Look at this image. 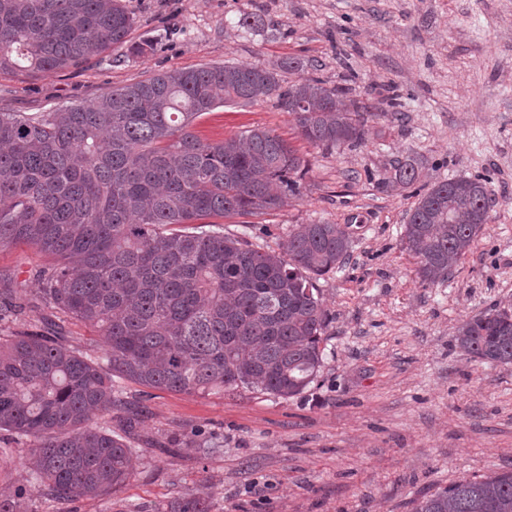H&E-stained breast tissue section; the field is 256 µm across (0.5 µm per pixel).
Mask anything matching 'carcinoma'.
Returning <instances> with one entry per match:
<instances>
[{"label":"carcinoma","mask_w":512,"mask_h":512,"mask_svg":"<svg viewBox=\"0 0 512 512\" xmlns=\"http://www.w3.org/2000/svg\"><path fill=\"white\" fill-rule=\"evenodd\" d=\"M122 0H0V70L75 67L132 42ZM304 68L222 64L170 69L89 102L49 112H0V247L28 243L55 264L40 272L42 299L100 333L102 352L45 331L0 330V431L31 443L29 479L55 500L111 495L132 477L130 436L146 407L122 382L178 393L258 387L302 394L323 362L332 316L317 280L349 256L338 224H301L276 253L228 236L217 218L281 210L300 193L308 162L271 130L203 139L195 120L227 102L274 99L324 154L364 143L370 112ZM409 155L383 178L412 190L402 240L422 283L448 279L490 219L487 179L459 177L426 190ZM457 346L487 363H512V311L465 321ZM154 448L204 455L224 443L196 428L154 437ZM0 512H37L0 497ZM133 512H212L208 494ZM413 512H512V472L461 479L415 502Z\"/></svg>","instance_id":"1"}]
</instances>
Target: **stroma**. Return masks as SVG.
I'll list each match as a JSON object with an SVG mask.
<instances>
[{
    "instance_id": "obj_1",
    "label": "stroma",
    "mask_w": 512,
    "mask_h": 512,
    "mask_svg": "<svg viewBox=\"0 0 512 512\" xmlns=\"http://www.w3.org/2000/svg\"><path fill=\"white\" fill-rule=\"evenodd\" d=\"M124 49L66 71H0V111L46 112L175 68L224 62L272 69L304 61L301 78L347 88L373 113L365 142L322 154L273 100L229 104L194 124L203 138L259 127L309 163L301 193L278 211L222 220L225 234L282 251L290 232L338 224L350 256L317 283L332 316L311 388L283 400L260 389L175 393L126 384L150 417L142 434L204 427L223 452L202 458L141 448L132 479L111 501H56L28 480V446L0 432V494L35 499L38 512H132L191 491L213 512H412L416 499L462 478L512 471V364L473 361L456 345L462 320L512 307V0H123ZM256 14L262 26L238 24ZM397 107L401 121L384 113ZM415 155L429 182L486 174L488 224L446 282L423 285L403 242L411 194L387 190L386 168ZM52 260L31 245L0 248V289L23 306L15 332L60 322L67 344L98 349L90 326L44 303L37 273Z\"/></svg>"
}]
</instances>
